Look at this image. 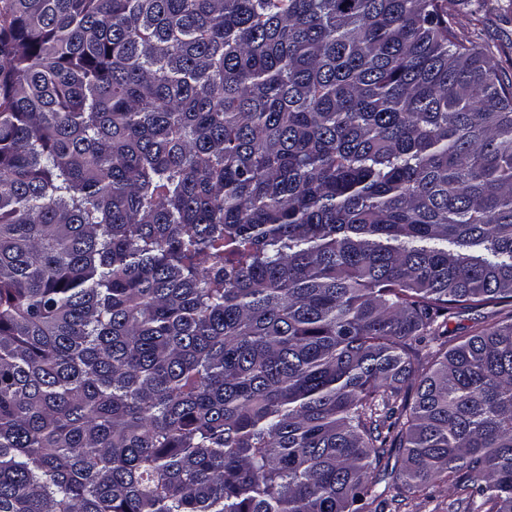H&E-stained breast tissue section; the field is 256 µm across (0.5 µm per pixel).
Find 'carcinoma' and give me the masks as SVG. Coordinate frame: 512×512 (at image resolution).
<instances>
[{"mask_svg": "<svg viewBox=\"0 0 512 512\" xmlns=\"http://www.w3.org/2000/svg\"><path fill=\"white\" fill-rule=\"evenodd\" d=\"M460 0H0V512H512V80ZM451 503H453V498H448V494L430 488L415 496H410L398 510L400 512H453L458 505L455 504L451 508Z\"/></svg>", "mask_w": 512, "mask_h": 512, "instance_id": "cac0c4a2", "label": "carcinoma"}]
</instances>
